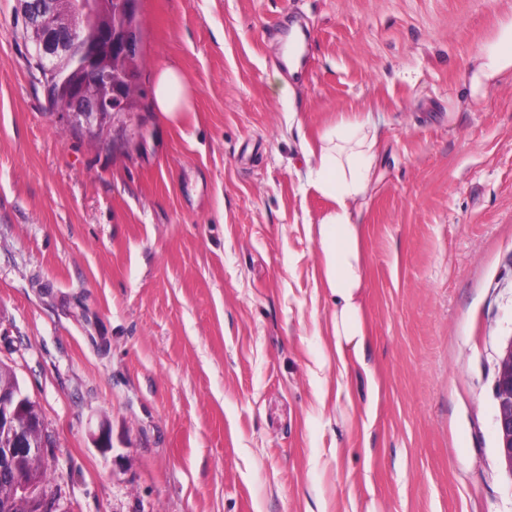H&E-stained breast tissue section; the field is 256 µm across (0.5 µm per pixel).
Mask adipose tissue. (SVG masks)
<instances>
[{
    "mask_svg": "<svg viewBox=\"0 0 512 512\" xmlns=\"http://www.w3.org/2000/svg\"><path fill=\"white\" fill-rule=\"evenodd\" d=\"M510 80L512 20L502 24L494 41L479 51L472 87H494ZM190 95V87L178 67L166 64L157 69L153 84L156 111L176 119L188 106ZM377 145V134L368 122H343L322 135L318 148L305 153L310 186L330 202L315 226V237L323 257L321 287L330 305L328 342L344 371L369 367V339L364 323L367 280L357 202L374 182Z\"/></svg>",
    "mask_w": 512,
    "mask_h": 512,
    "instance_id": "1",
    "label": "adipose tissue"
}]
</instances>
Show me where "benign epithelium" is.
Instances as JSON below:
<instances>
[{"label": "benign epithelium", "instance_id": "1", "mask_svg": "<svg viewBox=\"0 0 512 512\" xmlns=\"http://www.w3.org/2000/svg\"><path fill=\"white\" fill-rule=\"evenodd\" d=\"M25 20L32 55L40 72L68 92L69 105L63 111L68 122L89 131L98 129L128 112L135 99L133 53L138 51L129 27L112 33L107 23L104 34L110 46L120 50L126 66L127 88L113 87L112 55L91 50L83 34L84 16L69 10L68 0H17ZM498 450L512 474V340L500 354L494 383ZM24 394L14 378L0 384V484L16 496L34 494V485L19 477L20 459H37L40 423L23 411Z\"/></svg>", "mask_w": 512, "mask_h": 512}]
</instances>
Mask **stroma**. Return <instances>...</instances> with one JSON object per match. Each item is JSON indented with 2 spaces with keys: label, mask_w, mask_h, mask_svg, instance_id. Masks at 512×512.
<instances>
[{
  "label": "stroma",
  "mask_w": 512,
  "mask_h": 512,
  "mask_svg": "<svg viewBox=\"0 0 512 512\" xmlns=\"http://www.w3.org/2000/svg\"><path fill=\"white\" fill-rule=\"evenodd\" d=\"M509 19L512 0H140L138 108L96 139L50 111L0 0V364L53 442L59 512H512V84L466 106ZM166 63L193 90L174 120ZM366 104L369 377L326 345L309 227L329 202L303 157ZM191 90L181 70L173 64L160 66L155 73L153 103L156 112L171 120L183 112L190 101ZM494 394L498 450L502 461L512 475V341L498 358Z\"/></svg>",
  "instance_id": "obj_1"
}]
</instances>
